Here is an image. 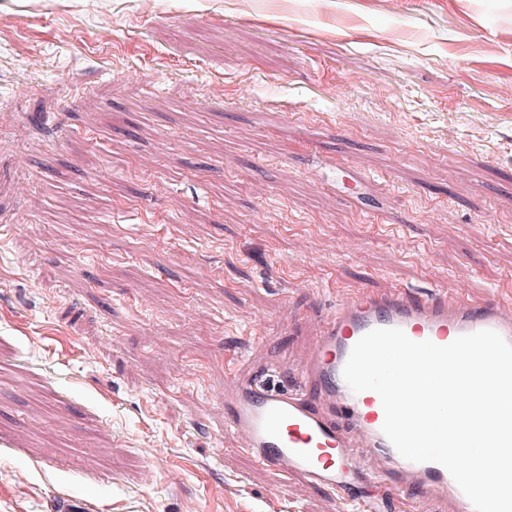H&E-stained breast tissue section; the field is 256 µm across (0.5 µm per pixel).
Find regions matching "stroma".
I'll return each instance as SVG.
<instances>
[{
    "instance_id": "35a3bbf8",
    "label": "stroma",
    "mask_w": 512,
    "mask_h": 512,
    "mask_svg": "<svg viewBox=\"0 0 512 512\" xmlns=\"http://www.w3.org/2000/svg\"><path fill=\"white\" fill-rule=\"evenodd\" d=\"M0 512H355L224 391L359 292L512 306V0H0Z\"/></svg>"
}]
</instances>
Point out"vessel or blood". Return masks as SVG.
I'll list each match as a JSON object with an SVG mask.
<instances>
[{
  "label": "vessel or blood",
  "instance_id": "b4317fda",
  "mask_svg": "<svg viewBox=\"0 0 512 512\" xmlns=\"http://www.w3.org/2000/svg\"><path fill=\"white\" fill-rule=\"evenodd\" d=\"M376 328H399L413 341L439 345L492 330L512 343V310L492 299L451 302L434 292L360 294L340 304L322 325L299 388L225 391L226 430L242 437L259 462L329 490L349 494L366 482L385 488L397 504L415 489L451 512H474L444 467L412 462L396 451L382 431L378 394L354 393L345 382L353 346Z\"/></svg>",
  "mask_w": 512,
  "mask_h": 512
}]
</instances>
